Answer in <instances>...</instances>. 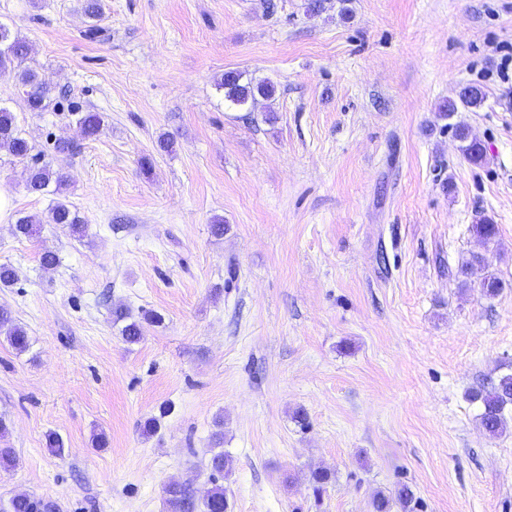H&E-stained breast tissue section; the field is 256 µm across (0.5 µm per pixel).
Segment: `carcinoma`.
Masks as SVG:
<instances>
[{
	"label": "carcinoma",
	"mask_w": 512,
	"mask_h": 512,
	"mask_svg": "<svg viewBox=\"0 0 512 512\" xmlns=\"http://www.w3.org/2000/svg\"><path fill=\"white\" fill-rule=\"evenodd\" d=\"M32 46L30 42L0 23V71L9 67L15 71V77L22 89L25 101L30 111L43 112L47 110L52 98L51 87L39 79L36 72L25 65ZM217 89L224 91V101L235 108L255 107L259 100H270L277 93V85L268 78L256 79L245 73L231 69L222 75L217 82ZM485 99V92L478 85L470 86V92L459 94V101L450 100L439 107V113L447 118L458 109V105L468 108H478ZM106 116L102 112H80L77 123L84 129L85 135L94 136L105 124ZM455 138L461 142L464 156L474 164L484 159V150L473 140L469 139L465 128H453ZM0 148L19 160L28 159L31 165L27 167L26 189L33 194H43L48 188H53L57 195L56 201L41 217L24 216L16 220L15 233L31 237L37 233L39 224H61L68 228L75 238H81L86 232V225L81 223L78 215L73 212L66 202L68 176L60 169H53L39 163L37 155L33 154L35 146L18 131L16 116L8 108L0 106ZM112 320L122 324L121 336L128 344L141 340L142 323L160 324L163 317L156 311H145L141 317H132L129 310L122 305L112 308ZM0 335L6 336L9 344L18 352H24L29 346V338L25 329L14 323L11 311L0 306ZM472 399L481 402V422L483 428L491 435L496 434L503 425V412L512 405V374L501 377L498 384L489 390H478L472 394ZM211 470L208 489L199 502H194L188 489L178 481H171L165 488L166 504L169 512H227L228 504L224 494V486L219 479L228 474L232 468L231 456L222 451L212 454L209 460ZM10 512H56V505L51 501L21 494L13 497L9 506Z\"/></svg>",
	"instance_id": "carcinoma-1"
}]
</instances>
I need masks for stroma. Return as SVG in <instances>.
<instances>
[{
  "label": "stroma",
  "mask_w": 512,
  "mask_h": 512,
  "mask_svg": "<svg viewBox=\"0 0 512 512\" xmlns=\"http://www.w3.org/2000/svg\"><path fill=\"white\" fill-rule=\"evenodd\" d=\"M276 3L102 0L92 37L82 0H0L55 95L27 111L5 71L0 104L67 172L87 226L16 236L54 197L0 150V264L18 273L0 305L30 339L21 353L0 337V443L17 459L0 512L23 493L58 512H166L168 481L209 488L218 417L228 512H374L403 485L415 512H512V407L492 435L469 397L512 373V84L496 72L512 0ZM229 69L274 81L268 108L228 107ZM470 84L484 103L441 118ZM74 104L106 115L97 136ZM474 253L484 266L459 275ZM119 304L163 322L125 343Z\"/></svg>",
  "instance_id": "1"
}]
</instances>
